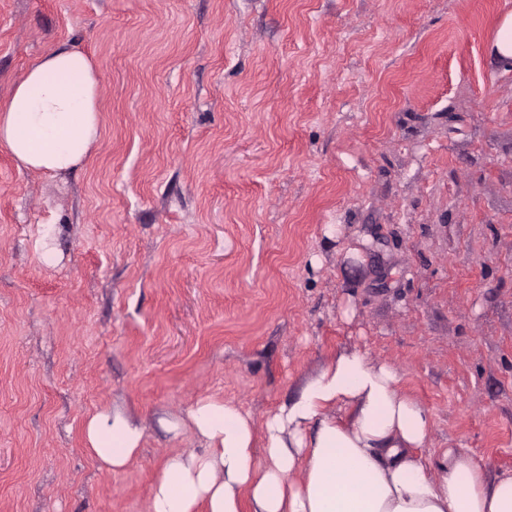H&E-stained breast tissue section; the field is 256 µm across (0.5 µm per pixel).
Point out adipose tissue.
I'll return each mask as SVG.
<instances>
[{"label":"adipose tissue","mask_w":512,"mask_h":512,"mask_svg":"<svg viewBox=\"0 0 512 512\" xmlns=\"http://www.w3.org/2000/svg\"><path fill=\"white\" fill-rule=\"evenodd\" d=\"M96 64L45 52L0 103V146L25 168L60 173L100 142ZM390 364L359 349L336 355L256 428L232 400L206 397L164 421L196 447L168 457L150 512H512V474L489 477L468 448L424 455L432 419L399 388ZM88 454L119 472L138 456L143 426L120 411L87 416Z\"/></svg>","instance_id":"obj_1"}]
</instances>
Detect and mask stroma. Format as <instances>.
<instances>
[{"label": "stroma", "instance_id": "35a3bbf8", "mask_svg": "<svg viewBox=\"0 0 512 512\" xmlns=\"http://www.w3.org/2000/svg\"><path fill=\"white\" fill-rule=\"evenodd\" d=\"M511 12L0 0V101L63 45L95 60L103 125L55 176L0 146V512H149L196 445L162 419L215 396L263 426L354 347L431 448L512 473V69L487 52ZM115 409L146 430L116 473L83 439Z\"/></svg>", "mask_w": 512, "mask_h": 512}]
</instances>
